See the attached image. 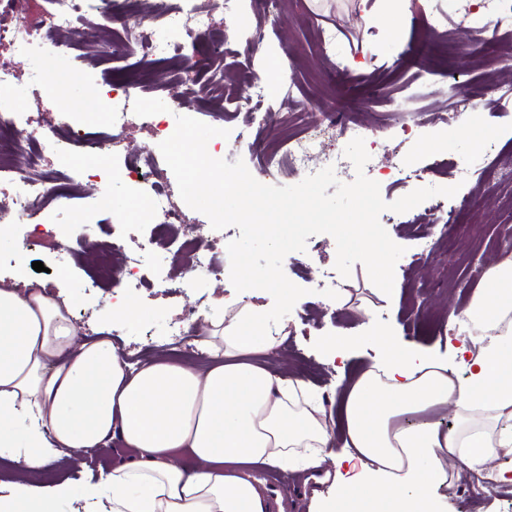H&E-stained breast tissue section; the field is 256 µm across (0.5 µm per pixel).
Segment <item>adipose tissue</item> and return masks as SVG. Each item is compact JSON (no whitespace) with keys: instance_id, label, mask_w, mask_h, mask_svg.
Listing matches in <instances>:
<instances>
[{"instance_id":"1","label":"adipose tissue","mask_w":512,"mask_h":512,"mask_svg":"<svg viewBox=\"0 0 512 512\" xmlns=\"http://www.w3.org/2000/svg\"><path fill=\"white\" fill-rule=\"evenodd\" d=\"M18 287H0V447L22 440L28 475L64 449L120 440L131 458L86 470L98 512H282L259 474L317 471L333 463V491L318 512H439L433 490L459 462L483 473L512 456V259L491 266L463 311L471 343L456 354L466 377L413 343L377 332L384 358L341 374L324 402L309 383L271 371L265 355L288 337L242 305L209 323L214 360L200 370L159 356L133 365L110 337L79 339L67 308L17 266ZM454 412L446 430L442 416ZM68 484L33 498L18 485L0 512H56Z\"/></svg>"}]
</instances>
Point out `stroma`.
<instances>
[{"label":"stroma","mask_w":512,"mask_h":512,"mask_svg":"<svg viewBox=\"0 0 512 512\" xmlns=\"http://www.w3.org/2000/svg\"><path fill=\"white\" fill-rule=\"evenodd\" d=\"M212 15L224 42L220 53L206 56L192 77L209 85L216 74L224 76V91L232 98L224 109L207 99L176 108L171 96L180 75L176 68L161 66L157 60L138 55L116 58L105 49L120 39V26L100 15L79 19L66 29L63 40L71 43L68 53L55 51L53 36L39 29L23 31L25 47L15 51L12 43H0V54H16L17 73L0 84V105L16 113L20 127L47 130L58 113L69 112L73 121L89 136H105L106 156L112 170L105 179L81 178L77 164L95 167L101 158L94 151L81 150L79 158L42 152L44 170L57 182L69 184L76 203L69 208L43 205L30 215L0 226V284L11 282L16 271V245L26 247L29 261H40L50 292L79 295L71 318L83 334L93 336L104 323L112 327L117 349L137 359L169 350L168 326L182 309L205 305L206 316L224 317V305L231 301L264 308L273 305L263 290L236 292L230 281L227 253L217 257L218 273H185L169 253L141 252L158 214L135 215V205L147 189L126 178V163L140 155H159V141L140 120L124 128L112 127L106 118L110 110L108 86L114 78L133 80L147 112L167 117L184 113L214 127L238 134L247 129V144L222 151L227 161L243 160L252 176L268 185H294L303 173L282 168L268 175L259 163L263 149L287 139L302 128L324 124L325 113H335L337 121L357 117L365 125L385 124L392 130L388 148L379 150V168L371 179L380 185L385 202L410 193V186H393L397 164L407 163L421 171L422 186L460 185L459 196L475 198L468 209L458 208V198L435 196L413 209L383 212L380 222L390 238L405 249L395 266L396 278L406 292L392 302L377 296L362 263H355L349 277L335 268L336 243L332 236L317 234L307 240L306 249L297 253V265H284L286 276L306 288L291 312L283 317L288 338L268 359L276 371L303 379L331 396L338 374L325 356L324 341L329 336H360L364 342L347 359V367L372 364L379 355L375 344L366 342L370 331L382 330L402 342H414L446 355L448 365L458 373L466 367L452 356L467 331L460 324L462 312L470 305L475 291L458 287L460 273L474 262L492 265L501 254L500 237L512 231V184L499 180L500 167L512 163V111L499 108L490 87H512V67L502 60L512 50V31L498 30L488 37V23L470 0H405L404 13L411 17L400 38H392L390 24L398 23L390 0H200ZM448 18V34L438 37L425 25L433 12ZM261 45L289 63L287 76L277 91L266 92L263 120L252 121L245 105L252 94L247 74L260 73L262 57L246 51L252 36ZM466 85L483 91L484 96L472 113L469 133L459 129L453 88ZM485 136L479 149H472L469 136ZM473 171L472 179L462 181L448 170L446 160ZM435 210L452 212L458 226L446 237L438 224H422L418 218ZM51 225L56 242L48 248L30 243L31 228ZM121 239L131 252H140L137 288L116 289L111 279L97 275V259L112 239ZM169 276L173 288L160 294L152 289L155 275ZM336 283L352 292L342 304L319 294L320 283ZM130 299L142 306L143 316L134 322L112 317L113 303ZM367 304L369 312L359 311ZM128 457L120 444L91 452L66 451L53 468L38 477L41 485L79 483V464L110 468ZM279 491L290 512H315V494L328 493L329 483L304 482L302 474L288 470ZM443 512H512V485L473 486L463 466L449 471L448 481L438 492Z\"/></svg>","instance_id":"stroma-1"}]
</instances>
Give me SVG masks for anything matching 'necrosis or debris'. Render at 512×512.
<instances>
[{"label":"necrosis or debris","mask_w":512,"mask_h":512,"mask_svg":"<svg viewBox=\"0 0 512 512\" xmlns=\"http://www.w3.org/2000/svg\"><path fill=\"white\" fill-rule=\"evenodd\" d=\"M55 7L51 12L35 13L22 17L16 0H0V41L19 42L24 29L42 25L48 30L57 31L69 27L88 13L106 15L113 22L127 24L131 17L129 11L120 9L118 0H53ZM151 17L164 20L172 27L182 31L193 41L205 40L209 49H217L215 35L209 15L196 6L195 0H154ZM57 129L47 133L40 130L19 128L18 121L11 112L0 111V175H13L16 178L17 191L14 201L16 216H24L45 197H52L60 206L68 205L72 199L70 190L64 185H50L48 174L37 171L38 159L27 152L28 147L40 146L54 153H73L84 137L72 128L70 115H61L56 123ZM340 133L347 138H373L387 140L388 132L367 127L356 122L338 123L335 113H328L323 126L306 129L302 135L287 140L283 150H273L262 154L261 165L267 173H275L282 163L307 171V160L311 155L319 154L325 165L348 169L346 159L335 152L323 150L324 138L332 133ZM128 178H141L150 188L147 202L150 208L161 215L160 224L154 225L147 242L148 249L173 251L175 256L184 258L185 267L190 271H203L213 266V256L223 250V242H202L194 235L191 225L185 224L181 210L175 205L164 187L166 170L153 158L133 159L125 170Z\"/></svg>","instance_id":"necrosis-or-debris-1"}]
</instances>
